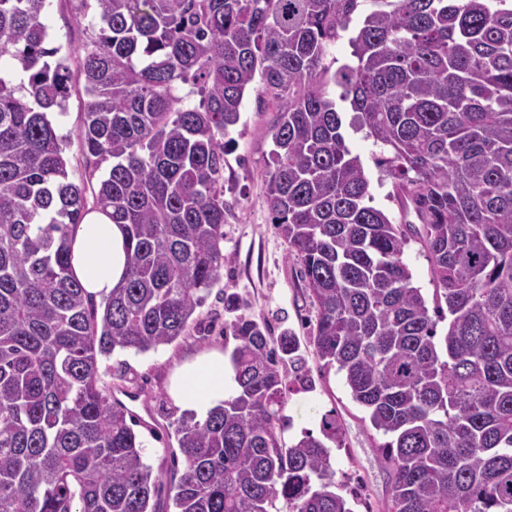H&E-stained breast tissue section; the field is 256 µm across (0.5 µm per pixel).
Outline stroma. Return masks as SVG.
<instances>
[{"mask_svg":"<svg viewBox=\"0 0 512 512\" xmlns=\"http://www.w3.org/2000/svg\"><path fill=\"white\" fill-rule=\"evenodd\" d=\"M381 0H361L346 30L341 31L324 60L329 71L354 64L352 39L364 16L380 9ZM52 45L69 53L81 45L87 34L78 23L67 0H48L40 16ZM343 114L344 135L350 150L358 154L371 183L374 207L384 211L397 224L405 217L393 195L392 179L375 164L381 148L366 130L353 124V113L343 101V90L335 84L326 87ZM83 102L72 96L66 113L52 114L58 135L66 139L69 177H86L85 156L78 139ZM279 105L266 94L250 91L243 100L238 123L224 139V250L232 256L221 280L212 288L184 336L158 350L144 354L115 351L101 360L102 381L135 393L150 413L149 427H137L143 442L145 460L154 470H168L170 452L177 446L175 427L182 411L176 404L170 383L175 370L184 362L211 350L224 348V324L234 318L224 308L226 296H236L246 315L266 322L274 331L291 329L307 338L316 325V311L310 306L300 266L290 257L288 244L271 222L264 196V182L273 148L272 129ZM306 370L311 388L291 383L280 414L282 436L293 442L303 432L319 433L324 417L339 425V444L332 447L335 480L352 512H384L389 496V475L377 461L375 447L383 437L372 428L366 411L354 402L342 374L324 368L321 361L306 352Z\"/></svg>","mask_w":512,"mask_h":512,"instance_id":"stroma-1","label":"stroma"}]
</instances>
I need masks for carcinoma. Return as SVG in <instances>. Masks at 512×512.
<instances>
[{
  "label": "carcinoma",
  "instance_id": "carcinoma-1",
  "mask_svg": "<svg viewBox=\"0 0 512 512\" xmlns=\"http://www.w3.org/2000/svg\"><path fill=\"white\" fill-rule=\"evenodd\" d=\"M92 1L72 63L48 47L47 0H0V59L27 74L0 76V512H158L161 475L98 360L175 342L231 261L224 136L257 76L280 106L266 202L317 312L309 345L387 438V512H512V0H386L330 78L360 0H68L83 17ZM330 80L419 225L371 205ZM79 86L83 151L112 165L75 183L49 114ZM89 194L127 236L99 305L71 267ZM224 335L239 390L178 420L175 512H352L325 444L336 419L321 439L281 435L280 366L308 383L299 337L243 313ZM403 258L412 272L414 284L422 288V292L431 302L434 286L430 280L429 263L419 244L410 241L405 248Z\"/></svg>",
  "mask_w": 512,
  "mask_h": 512
}]
</instances>
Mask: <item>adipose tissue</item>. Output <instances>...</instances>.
<instances>
[{"label": "adipose tissue", "instance_id": "ef3b65f1", "mask_svg": "<svg viewBox=\"0 0 512 512\" xmlns=\"http://www.w3.org/2000/svg\"><path fill=\"white\" fill-rule=\"evenodd\" d=\"M72 268L88 294L101 299L122 284L126 271L125 234L101 211L88 213L75 230ZM237 384L230 361L211 351L178 368L174 395L178 405L197 417L234 396Z\"/></svg>", "mask_w": 512, "mask_h": 512}]
</instances>
